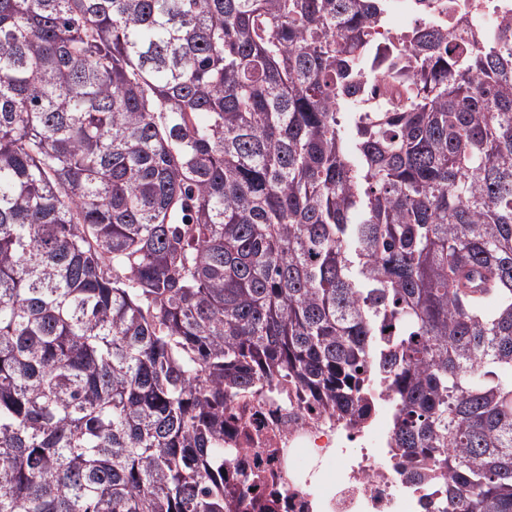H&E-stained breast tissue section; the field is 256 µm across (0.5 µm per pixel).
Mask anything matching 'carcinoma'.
<instances>
[{"label": "carcinoma", "instance_id": "cac0c4a2", "mask_svg": "<svg viewBox=\"0 0 512 512\" xmlns=\"http://www.w3.org/2000/svg\"><path fill=\"white\" fill-rule=\"evenodd\" d=\"M386 2L0 0V512L269 510L266 393L512 512V25ZM389 11L388 17L395 11L401 13L403 16L407 15L410 19L411 26L419 23L421 19H426L424 12V2L421 0H388ZM423 20V21H424ZM410 26V27H411Z\"/></svg>", "mask_w": 512, "mask_h": 512}]
</instances>
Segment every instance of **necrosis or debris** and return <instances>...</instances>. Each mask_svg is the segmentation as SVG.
<instances>
[{"label":"necrosis or debris","mask_w":512,"mask_h":512,"mask_svg":"<svg viewBox=\"0 0 512 512\" xmlns=\"http://www.w3.org/2000/svg\"><path fill=\"white\" fill-rule=\"evenodd\" d=\"M442 25L455 31L469 19L495 33L512 20V0H447ZM231 469L264 471L279 491L276 512H424L443 483H409L396 471L388 446L391 410L381 405L367 424L350 430L308 424L267 411L250 420Z\"/></svg>","instance_id":"obj_1"}]
</instances>
